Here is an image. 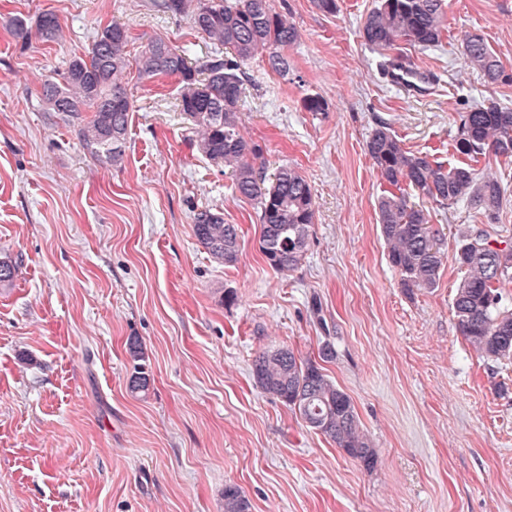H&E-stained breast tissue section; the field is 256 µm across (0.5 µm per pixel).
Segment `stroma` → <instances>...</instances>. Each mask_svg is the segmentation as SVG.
Returning a JSON list of instances; mask_svg holds the SVG:
<instances>
[{"label": "stroma", "mask_w": 512, "mask_h": 512, "mask_svg": "<svg viewBox=\"0 0 512 512\" xmlns=\"http://www.w3.org/2000/svg\"><path fill=\"white\" fill-rule=\"evenodd\" d=\"M149 0H0V256L17 263L0 288V512H224L237 486L251 512H512V364L479 358L451 303L461 234L512 240L498 223L429 205L446 254L436 288H402L377 223L380 178L366 150L377 120L407 147L447 165L458 113L512 107V79L485 83L461 65L482 35L512 76V0H449L448 34L409 54L429 78L388 83L359 30L376 0H271L300 33L282 76L248 62L240 114L267 172L309 181L314 224L305 258L278 272L259 249L260 222L223 165L194 145L179 81L141 80L119 163L93 159L76 121L35 108L42 83L85 53L97 28L129 30L128 58L153 37L211 52L186 17ZM55 12L58 41L22 47L6 22ZM327 111H305L306 94ZM239 228L238 264L215 263L193 233L202 209ZM150 379L128 389L130 338ZM352 400L374 442L365 469L257 387L252 362L287 347L314 358Z\"/></svg>", "instance_id": "obj_1"}]
</instances>
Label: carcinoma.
Returning a JSON list of instances; mask_svg holds the SVG:
<instances>
[{"label": "carcinoma", "mask_w": 512, "mask_h": 512, "mask_svg": "<svg viewBox=\"0 0 512 512\" xmlns=\"http://www.w3.org/2000/svg\"><path fill=\"white\" fill-rule=\"evenodd\" d=\"M150 8L189 17L214 51L194 66L156 37L135 60L139 77H179L181 112L195 127L199 153L231 168L235 192L255 205L260 251L269 265L276 271L293 269L309 247L314 220L311 185L287 165L267 175L264 166L256 165L262 149L241 134L239 125L246 62L267 51L269 67L288 74L290 63L282 50L298 41L297 28L270 0H151ZM447 27L445 0H378L360 34L385 58L380 67L393 69L411 64L404 46L434 47ZM60 32L56 14L38 17L40 38L54 41ZM128 42V30L120 23L97 29L87 53L65 62L55 77L45 80L37 97L42 112L78 119L91 109L92 119L79 129L82 145L92 155L114 162L122 157L132 111L122 86L129 67ZM462 58L467 68L492 84L505 77L502 61L480 35L465 36ZM453 149L465 161L448 167L406 148L382 120L367 141L368 154L387 185L377 200L380 232L389 262L408 290L435 288L445 255L428 211L409 204L406 189L441 207L463 205L486 223H497L509 199L497 175L478 164L491 157L512 159V108L490 101L460 113ZM193 230L213 259L226 267L238 263L239 229L224 223L223 213L207 208L197 212ZM454 264L462 273L452 302L458 332L480 357L512 363V298L505 291L512 283V246L502 247L488 230L477 229L457 245ZM252 374L264 393L297 411L306 426L366 468L374 467L377 450L352 400L315 361L288 348L264 351L254 360ZM224 512H250L249 501L235 485L224 486Z\"/></svg>", "instance_id": "obj_1"}]
</instances>
